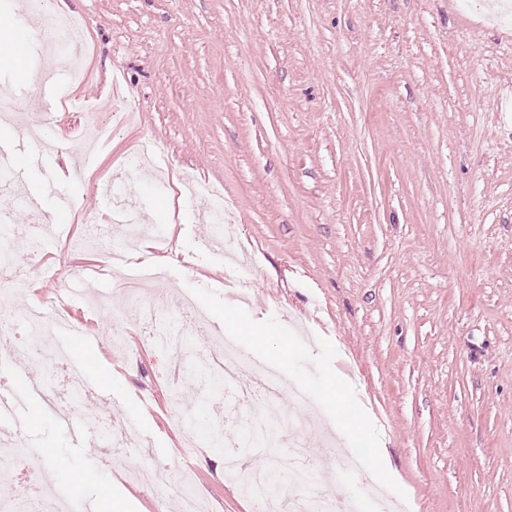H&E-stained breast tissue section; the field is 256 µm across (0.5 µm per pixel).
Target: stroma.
Masks as SVG:
<instances>
[{
    "label": "stroma",
    "mask_w": 512,
    "mask_h": 512,
    "mask_svg": "<svg viewBox=\"0 0 512 512\" xmlns=\"http://www.w3.org/2000/svg\"><path fill=\"white\" fill-rule=\"evenodd\" d=\"M21 2L0 0L24 37L0 53V99L28 108L45 139L0 121V142L32 156L14 181L45 213L61 194L93 199L97 216L120 201L145 231L116 258L63 257L84 230L64 217L44 240L52 272L36 274L29 212L0 190V250L15 255L0 272L8 341L24 336L23 310L57 292L77 328L53 339L66 369L0 366L17 398L0 418L8 453L34 479L59 463L78 476L47 496L68 512L83 500L185 512L152 482L168 464L196 487L197 512H252L228 474L234 413L139 333L130 282L147 274L190 304L204 364L230 348L306 390L313 471L360 512H512V24L493 0H68L86 23L88 79L59 72L51 105L24 76L45 51ZM75 92L97 109L99 143L79 139L88 115L70 110ZM191 180L226 199L247 265L203 248L214 227ZM110 182L119 199L103 195ZM256 336L289 355L258 350ZM333 380L341 399L322 402ZM199 409L223 453L181 428ZM359 419L370 430L344 435Z\"/></svg>",
    "instance_id": "obj_1"
}]
</instances>
